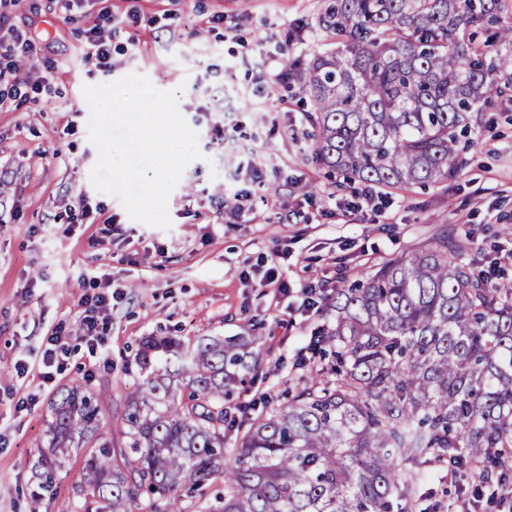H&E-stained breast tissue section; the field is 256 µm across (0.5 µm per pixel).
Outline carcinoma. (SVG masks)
I'll list each match as a JSON object with an SVG mask.
<instances>
[{"mask_svg": "<svg viewBox=\"0 0 512 512\" xmlns=\"http://www.w3.org/2000/svg\"><path fill=\"white\" fill-rule=\"evenodd\" d=\"M497 0H329L320 25L336 48L291 65L312 104L315 155L349 182L401 188L453 178L471 122L494 87L488 58L512 41L491 31ZM489 32L484 48L477 30ZM310 360L324 380L263 406L240 444L224 406L253 336H200L183 350L149 336L142 382L121 418L125 447L102 440L85 460L83 512H392L428 458L512 472V285L489 282L441 230L336 291ZM85 384L51 403L48 454L33 493L56 488L55 462L100 426Z\"/></svg>", "mask_w": 512, "mask_h": 512, "instance_id": "carcinoma-1", "label": "carcinoma"}]
</instances>
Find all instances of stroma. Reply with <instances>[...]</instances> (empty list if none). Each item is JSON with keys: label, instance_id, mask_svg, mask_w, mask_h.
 <instances>
[{"label": "stroma", "instance_id": "35a3bbf8", "mask_svg": "<svg viewBox=\"0 0 512 512\" xmlns=\"http://www.w3.org/2000/svg\"><path fill=\"white\" fill-rule=\"evenodd\" d=\"M327 0H97L64 20L54 0L0 8L20 41L44 58L20 57L35 98L0 104V512H79L86 449L59 469V489L30 497L31 467L47 449L49 403L60 388L85 383L101 407L103 431L124 445L120 417L137 382L126 372L148 336H252L258 358L231 403L260 393L283 397L314 380L295 360L326 315L283 320L288 297L259 287L244 270L278 266L292 288L330 295L373 265L423 245L447 229L463 260L512 250V92L491 95L466 163L428 187L374 188L376 207L354 208L353 187L329 176L314 153L309 101L281 80L285 60L306 65L327 48L319 26ZM122 26L112 34V70L86 65L81 29L99 9ZM144 40L134 53L130 37ZM130 74L177 91L178 109L198 135L201 156L169 196V228L132 219L121 200L99 192L91 171L99 150L88 134L86 85ZM243 194L244 214L225 208ZM89 195L112 217L111 234L85 224ZM111 274L124 299L96 356L76 314L83 275ZM64 324L68 368L47 382L45 336ZM497 485L433 462L408 512H448L476 498L497 512Z\"/></svg>", "mask_w": 512, "mask_h": 512}]
</instances>
